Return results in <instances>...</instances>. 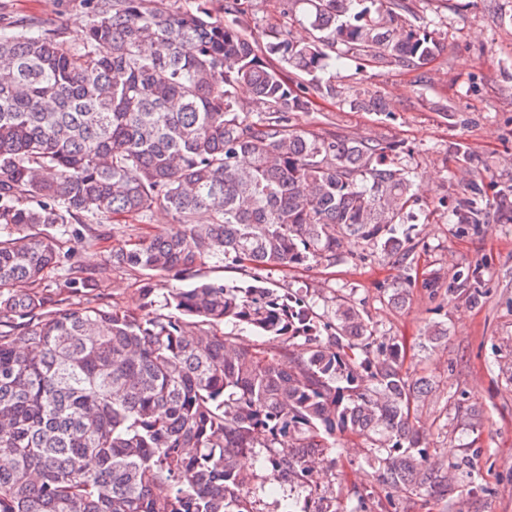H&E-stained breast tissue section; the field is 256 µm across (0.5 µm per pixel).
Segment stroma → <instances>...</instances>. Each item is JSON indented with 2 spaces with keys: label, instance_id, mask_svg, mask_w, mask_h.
<instances>
[{
  "label": "stroma",
  "instance_id": "1",
  "mask_svg": "<svg viewBox=\"0 0 512 512\" xmlns=\"http://www.w3.org/2000/svg\"><path fill=\"white\" fill-rule=\"evenodd\" d=\"M410 21L436 29L441 51L421 70L400 67L357 70L337 61L338 87L359 86L389 99L392 113L359 112L325 99L292 122L314 133L394 143L411 171L418 203L402 226L411 249L397 262L368 249L333 266L264 272L279 293L303 288L314 310L331 318L339 300L355 303L377 335L397 341L406 353L404 368L429 376L437 391L420 415L430 463L451 471L447 498L399 492L385 498L369 482L368 444L339 438L336 466L321 464L315 493H287L268 479L269 466L251 459L261 512H310L311 496L344 498L358 489L372 494L373 512H512V223L456 224L447 206L460 195L466 168L480 170L494 183L488 195L498 201L512 191V0H412ZM85 0H0V27L34 19L63 31L73 44L83 38ZM170 218L156 211L147 220L129 216L117 235L94 244L75 243L73 260L91 270L112 249L167 230ZM440 278L441 289L424 288ZM409 283L404 306L388 302L391 288ZM138 275L113 271L101 301L126 310L144 303ZM482 296L472 300L471 289ZM447 327L440 341L426 330ZM483 412L480 427L468 419ZM481 449L471 477L452 468L469 449Z\"/></svg>",
  "mask_w": 512,
  "mask_h": 512
}]
</instances>
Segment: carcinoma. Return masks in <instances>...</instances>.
Listing matches in <instances>:
<instances>
[{
	"label": "carcinoma",
	"mask_w": 512,
	"mask_h": 512,
	"mask_svg": "<svg viewBox=\"0 0 512 512\" xmlns=\"http://www.w3.org/2000/svg\"><path fill=\"white\" fill-rule=\"evenodd\" d=\"M245 0H88L73 47L49 29L0 31V512H259L240 457L263 459L294 489L336 436L375 443L372 479L448 496L427 465L418 412L432 392L402 370L349 302L314 315L303 289L195 281L209 259L254 270L334 265L358 242L391 258L416 203L397 145L291 124L316 97L341 45L358 67L420 70L436 31L408 23L409 0H283L308 36L248 29ZM250 88L253 105L237 99ZM362 112H390L364 89ZM161 208L167 231L125 243L100 267L65 247L117 216ZM456 224L493 220L484 175L454 200ZM64 228L58 237L47 232ZM59 268L64 273L49 279ZM144 276L138 312L96 302L112 271ZM233 322L282 348L224 334ZM371 512L352 492L337 507Z\"/></svg>",
	"instance_id": "cac0c4a2"
}]
</instances>
